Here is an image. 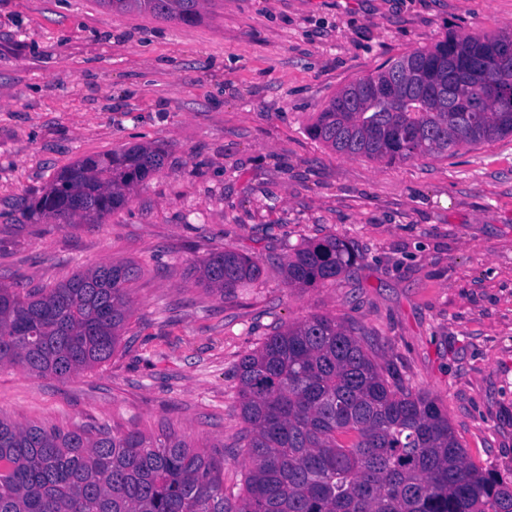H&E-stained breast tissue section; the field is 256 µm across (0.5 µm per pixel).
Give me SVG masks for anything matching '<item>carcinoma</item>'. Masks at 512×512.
Masks as SVG:
<instances>
[{
  "label": "carcinoma",
  "instance_id": "obj_1",
  "mask_svg": "<svg viewBox=\"0 0 512 512\" xmlns=\"http://www.w3.org/2000/svg\"><path fill=\"white\" fill-rule=\"evenodd\" d=\"M184 25L201 0H100ZM309 134L350 159L446 156L512 136V34L417 48L336 94ZM159 146L87 156L60 172L27 212L100 224L162 166ZM346 240L295 248L286 285L351 273ZM219 298L259 280L252 257L211 252L194 267ZM141 269L102 263L50 288L0 284V367L67 377L107 362L132 315ZM245 494L224 499V462L169 434L63 429L0 418V512H512V484L477 467L424 393L378 361L359 329L312 314L266 337L239 364Z\"/></svg>",
  "mask_w": 512,
  "mask_h": 512
}]
</instances>
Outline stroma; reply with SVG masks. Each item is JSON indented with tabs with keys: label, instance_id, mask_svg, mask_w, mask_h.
<instances>
[{
	"label": "stroma",
	"instance_id": "obj_1",
	"mask_svg": "<svg viewBox=\"0 0 512 512\" xmlns=\"http://www.w3.org/2000/svg\"><path fill=\"white\" fill-rule=\"evenodd\" d=\"M496 31H512V0H204L191 26L97 0H0V283L141 268L112 358L66 379L1 368L0 417L174 433L223 460L234 502L237 366L324 314L357 323L447 410L470 459L512 481V137L389 164L307 132L389 60ZM139 144L161 146L163 168L102 223L24 213L77 160ZM327 236L355 246L354 271L287 287L290 249ZM224 247L263 275L221 299L193 265Z\"/></svg>",
	"mask_w": 512,
	"mask_h": 512
}]
</instances>
